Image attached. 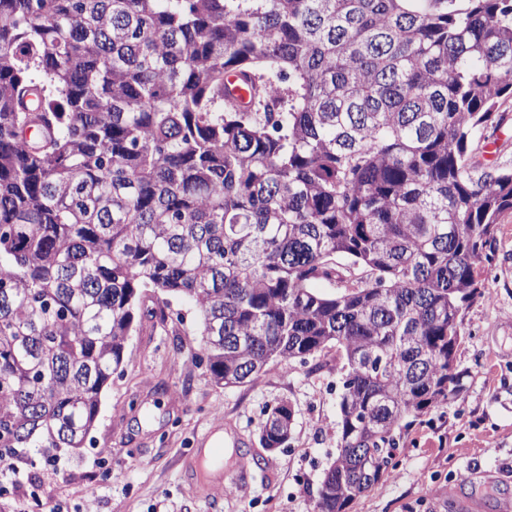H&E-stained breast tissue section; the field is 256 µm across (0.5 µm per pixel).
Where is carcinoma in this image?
<instances>
[{
  "mask_svg": "<svg viewBox=\"0 0 512 512\" xmlns=\"http://www.w3.org/2000/svg\"><path fill=\"white\" fill-rule=\"evenodd\" d=\"M509 100L512 0H0V462L85 447L150 291L217 385L336 348L343 512L463 389ZM502 110L506 111V125H504L500 130L493 131V129H488L486 132V136L488 137L489 151L494 152L496 148L500 151L497 154L490 153L487 155V158L495 159L497 157L502 158V160H510L512 159V110L511 102L507 101L503 104ZM496 141V144L492 142Z\"/></svg>",
  "mask_w": 512,
  "mask_h": 512,
  "instance_id": "1",
  "label": "carcinoma"
}]
</instances>
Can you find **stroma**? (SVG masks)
I'll list each match as a JSON object with an SVG mask.
<instances>
[{
  "label": "stroma",
  "instance_id": "35a3bbf8",
  "mask_svg": "<svg viewBox=\"0 0 512 512\" xmlns=\"http://www.w3.org/2000/svg\"><path fill=\"white\" fill-rule=\"evenodd\" d=\"M481 269L487 298L464 313L456 365L464 389L401 432L387 472L345 512H512V213ZM165 320L135 325L120 373L102 394L81 454H20L0 512H314L339 436L340 359L328 349L240 386L213 384L199 359L195 309L170 300ZM294 413L283 447L260 443L278 404ZM224 430V493L210 495L193 463Z\"/></svg>",
  "mask_w": 512,
  "mask_h": 512
}]
</instances>
